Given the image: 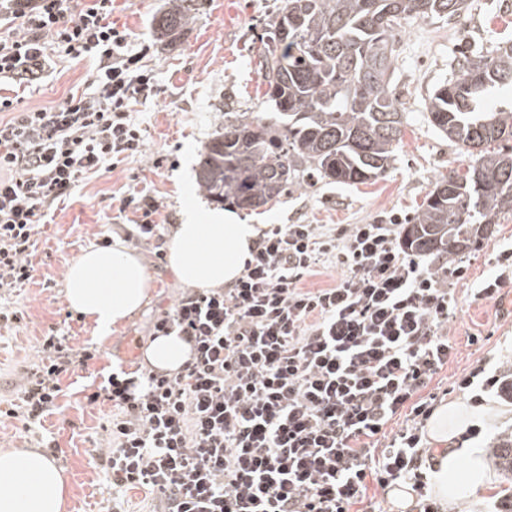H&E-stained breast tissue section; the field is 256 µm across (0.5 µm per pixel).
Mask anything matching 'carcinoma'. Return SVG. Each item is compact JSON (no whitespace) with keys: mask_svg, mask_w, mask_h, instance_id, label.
<instances>
[{"mask_svg":"<svg viewBox=\"0 0 512 512\" xmlns=\"http://www.w3.org/2000/svg\"><path fill=\"white\" fill-rule=\"evenodd\" d=\"M465 0H285L260 62L270 111L228 112L201 152L200 187L217 204L259 208L278 199L301 170L346 185L382 176L402 143L406 115L393 91L394 32L409 18L449 19ZM189 8L159 21L170 36ZM512 86V46L476 55L428 95V117L472 161L438 179L409 225L416 253L452 254L512 215V107L481 102Z\"/></svg>","mask_w":512,"mask_h":512,"instance_id":"cac0c4a2","label":"carcinoma"}]
</instances>
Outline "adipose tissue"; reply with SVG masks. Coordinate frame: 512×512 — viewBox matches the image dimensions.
<instances>
[{"label": "adipose tissue", "mask_w": 512, "mask_h": 512, "mask_svg": "<svg viewBox=\"0 0 512 512\" xmlns=\"http://www.w3.org/2000/svg\"><path fill=\"white\" fill-rule=\"evenodd\" d=\"M258 238L253 224L233 222L229 213L210 222L176 225L168 242L171 271L183 286L221 288L241 276ZM150 277L140 256L115 240L105 249L83 251L68 267L67 304L94 324L99 339L122 325L145 304ZM189 355L176 336H161L143 349L145 362L157 371L181 370ZM469 413L464 403L438 407L427 424L436 447L429 484L441 503L466 508L485 478V465L476 452L453 446ZM68 488L62 470L38 448H0V512H66Z\"/></svg>", "instance_id": "obj_1"}]
</instances>
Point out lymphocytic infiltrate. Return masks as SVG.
Returning a JSON list of instances; mask_svg holds the SVG:
<instances>
[{"label": "lymphocytic infiltrate", "instance_id": "1", "mask_svg": "<svg viewBox=\"0 0 512 512\" xmlns=\"http://www.w3.org/2000/svg\"><path fill=\"white\" fill-rule=\"evenodd\" d=\"M112 0H0V82L38 84L49 47L95 58L89 87L61 103L18 109L0 95V291L33 278L35 237L50 208L83 177L141 152L130 110L154 79L144 51L113 27ZM387 224H277L225 288H186L152 325L176 335L190 357L173 375L111 373L86 397L114 409L96 464L122 493L148 488L156 512H352L369 485L410 483L418 512H439L426 487L434 454L422 397L454 346L457 303L449 278L465 266L431 267ZM333 264L328 288L301 280ZM38 365L21 392L23 415L41 423L58 408L60 381L86 366L62 329L36 340ZM459 388L474 405L512 390V373L477 365ZM407 423L393 436L398 413Z\"/></svg>", "mask_w": 512, "mask_h": 512}]
</instances>
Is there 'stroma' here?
<instances>
[{
  "label": "stroma",
  "mask_w": 512,
  "mask_h": 512,
  "mask_svg": "<svg viewBox=\"0 0 512 512\" xmlns=\"http://www.w3.org/2000/svg\"><path fill=\"white\" fill-rule=\"evenodd\" d=\"M175 0H114L111 22L124 30L132 44L148 46L143 59L152 74L154 95L133 102L132 112L144 135L141 154L117 168L82 179L70 199L51 209L37 237L35 272L29 283L0 295V305L17 311L18 321L0 322V410L18 409L20 391L33 366L37 338L48 327H64L74 348H89L95 357L87 367L64 376L58 410L42 425L25 426L22 418L0 419V447L34 448L55 439L54 458L70 487L67 512H109L112 485L86 460L102 445V426L112 415L110 404H88L86 386L112 370L145 372L142 350L152 322L173 303L179 285L168 263L156 258V243L132 239L134 210L119 212V200L148 196L159 206L156 220L166 231L183 223L187 210L207 221L214 204L200 188L196 169L203 145L224 127L228 112L265 111V86L259 66L261 41L266 38L284 0H189L191 20L173 37L158 39L155 18ZM394 89L408 124L391 168L378 180L348 186L301 179L280 200L251 210L235 208L237 220L271 227L274 224H371L396 214L411 223L434 183L469 159L441 136L426 118V103L434 86L448 79L462 52L489 55L512 45V0H466L452 20L412 18L396 31ZM96 63L92 59L61 58L38 85L17 88L23 108L49 107L70 92L85 88ZM108 229L138 254L150 276L145 306L106 341H98L84 317L65 300V273L85 249L95 246L96 232ZM448 265L468 266V277L452 279L448 290L457 301L448 337L457 346L448 364L429 384L437 404L470 402L469 391L457 382L478 362L499 366L512 359V284L498 300L475 296L476 282L497 274L500 250L512 246V216L491 227ZM471 423L480 438L470 440L486 463L485 485L477 493L480 506L512 494V476L498 469L493 447L500 434L512 432V403L486 397L473 410Z\"/></svg>",
  "instance_id": "35a3bbf8"
}]
</instances>
